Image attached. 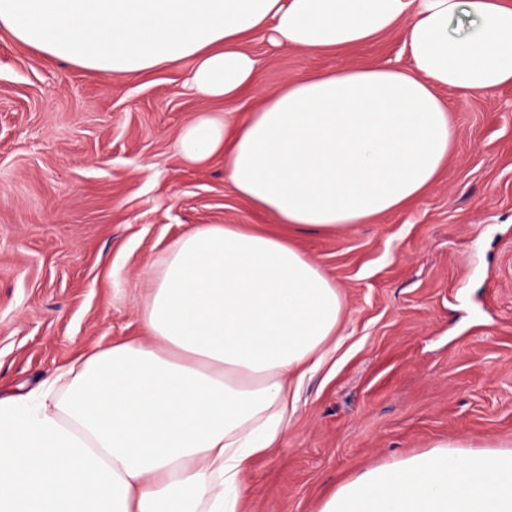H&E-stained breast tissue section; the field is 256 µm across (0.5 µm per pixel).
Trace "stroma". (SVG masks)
<instances>
[{
    "label": "stroma",
    "instance_id": "obj_1",
    "mask_svg": "<svg viewBox=\"0 0 512 512\" xmlns=\"http://www.w3.org/2000/svg\"><path fill=\"white\" fill-rule=\"evenodd\" d=\"M247 49L256 91L206 99L188 65L122 77L51 59L0 29V390L140 335L149 270L198 224L277 221L240 199L223 155L186 161L183 127L245 114L293 79L407 67L399 32L340 52ZM455 132L435 183L405 208L292 243L336 283V351L307 378L240 512H319L368 468L430 450L512 449V85L443 89Z\"/></svg>",
    "mask_w": 512,
    "mask_h": 512
}]
</instances>
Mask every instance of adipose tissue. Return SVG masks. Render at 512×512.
<instances>
[{"instance_id": "ef3b65f1", "label": "adipose tissue", "mask_w": 512, "mask_h": 512, "mask_svg": "<svg viewBox=\"0 0 512 512\" xmlns=\"http://www.w3.org/2000/svg\"><path fill=\"white\" fill-rule=\"evenodd\" d=\"M0 28L103 74L190 62L208 99L256 85L255 34L320 53L400 31L408 68L292 80L177 140L192 162L223 154L233 191L301 233L397 211L434 183L454 136L437 89L512 84L502 0H0ZM149 275L144 338L0 393V512H239L340 326V293L285 238L240 224L189 229ZM320 512H512V450L440 444L367 469Z\"/></svg>"}]
</instances>
